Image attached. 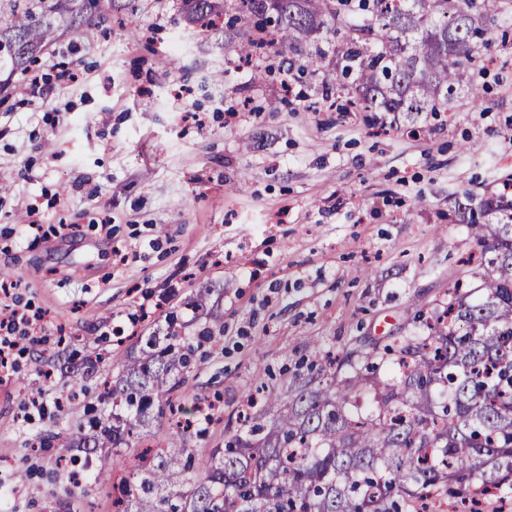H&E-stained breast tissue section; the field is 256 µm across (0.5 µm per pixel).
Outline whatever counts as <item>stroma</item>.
Returning a JSON list of instances; mask_svg holds the SVG:
<instances>
[{
    "label": "stroma",
    "mask_w": 512,
    "mask_h": 512,
    "mask_svg": "<svg viewBox=\"0 0 512 512\" xmlns=\"http://www.w3.org/2000/svg\"><path fill=\"white\" fill-rule=\"evenodd\" d=\"M214 2L209 24L183 0H85L25 67L0 61V270L45 316L0 371V512H113L138 454L203 469L255 387L427 335L415 311L482 285L468 214L512 178V66L449 112H342L332 30L316 73L279 44L246 62L239 0ZM173 333L200 348L172 404L221 397L203 431L166 413L131 447H78L104 381Z\"/></svg>",
    "instance_id": "1"
}]
</instances>
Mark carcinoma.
I'll list each match as a JSON object with an SVG mask.
<instances>
[{"mask_svg": "<svg viewBox=\"0 0 512 512\" xmlns=\"http://www.w3.org/2000/svg\"><path fill=\"white\" fill-rule=\"evenodd\" d=\"M76 0H23L0 28L20 66L53 34L48 13ZM283 31L303 67L326 53L304 46L333 26L336 79L352 112L451 111L474 85L495 41V10L477 0H243ZM495 225L472 224L485 272L482 296L455 290L435 312L430 336H397L352 349L336 370L270 396L267 423L255 422L208 459L204 479L177 454H159L121 489L116 512H430L434 498L485 512L512 489V200L486 204ZM192 345L150 336L109 390L129 414L114 413L76 433L77 444L114 451L131 445L156 404L179 387ZM394 366L381 380V365ZM374 391V409L352 410L353 394Z\"/></svg>", "mask_w": 512, "mask_h": 512, "instance_id": "obj_1", "label": "carcinoma"}]
</instances>
